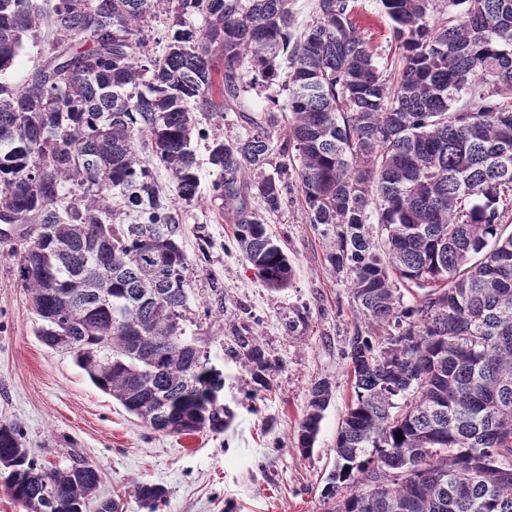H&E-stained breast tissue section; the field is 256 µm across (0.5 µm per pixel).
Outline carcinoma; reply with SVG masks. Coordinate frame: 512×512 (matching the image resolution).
<instances>
[{"label":"carcinoma","mask_w":512,"mask_h":512,"mask_svg":"<svg viewBox=\"0 0 512 512\" xmlns=\"http://www.w3.org/2000/svg\"><path fill=\"white\" fill-rule=\"evenodd\" d=\"M291 2L0 0V223L31 225L13 273L38 337L152 429L224 430V374L183 327L176 202L199 200L202 141L211 197L263 284H291L265 215L298 191L365 323L342 352L351 398L328 512H512V0H379L402 48L388 71L354 0H317L298 34ZM162 16L158 51L150 25ZM29 42L41 62L16 85L7 74ZM257 85L285 91L270 98L288 113L274 175V121L222 130ZM226 353L270 388L279 362L256 337L233 333ZM335 394L326 378L308 390L302 456ZM2 472L26 512H87L100 482L82 459L37 464L5 421ZM133 494L166 497L151 483Z\"/></svg>","instance_id":"obj_1"}]
</instances>
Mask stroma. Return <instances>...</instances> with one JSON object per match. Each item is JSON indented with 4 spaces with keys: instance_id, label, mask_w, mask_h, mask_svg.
I'll return each instance as SVG.
<instances>
[{
    "instance_id": "stroma-1",
    "label": "stroma",
    "mask_w": 512,
    "mask_h": 512,
    "mask_svg": "<svg viewBox=\"0 0 512 512\" xmlns=\"http://www.w3.org/2000/svg\"><path fill=\"white\" fill-rule=\"evenodd\" d=\"M356 16L381 64L391 66L398 48L379 0H356ZM199 180L202 201L185 207L180 226L191 262L185 328L206 339L224 373V431H154L97 389L69 353L44 345L13 275L24 240L6 224L0 226V421L20 427L42 465L64 468L76 455L95 465L100 496L118 501L121 512H149L133 495L137 481L166 489L159 512H326L323 489L350 395L342 358L357 322L350 290L329 270V242L296 200L266 218L294 267L289 288L268 290L236 249L223 205L208 197V165H200ZM298 313L305 324L288 331L289 316ZM237 330L256 336L280 363L265 398H253L247 368L224 353ZM321 378L335 383L336 398L313 453L304 457L294 449L295 434L308 390Z\"/></svg>"
}]
</instances>
